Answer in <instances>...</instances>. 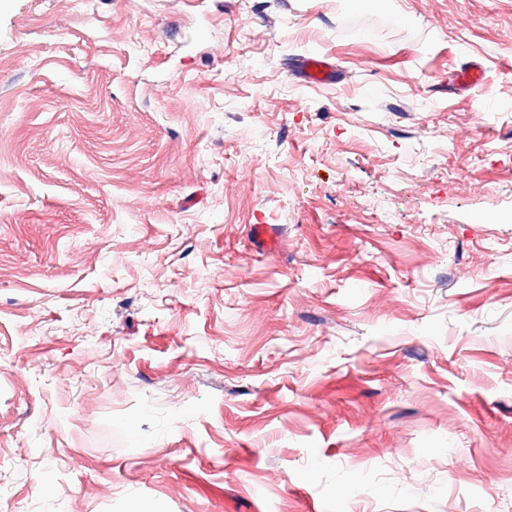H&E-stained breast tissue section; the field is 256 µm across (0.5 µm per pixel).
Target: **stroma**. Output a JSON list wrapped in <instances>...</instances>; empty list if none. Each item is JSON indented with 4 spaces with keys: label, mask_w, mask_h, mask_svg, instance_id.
I'll use <instances>...</instances> for the list:
<instances>
[{
    "label": "stroma",
    "mask_w": 512,
    "mask_h": 512,
    "mask_svg": "<svg viewBox=\"0 0 512 512\" xmlns=\"http://www.w3.org/2000/svg\"><path fill=\"white\" fill-rule=\"evenodd\" d=\"M0 512H512V0H0ZM297 71L305 82L314 86H328L336 82V72L324 56H309L297 63Z\"/></svg>",
    "instance_id": "stroma-1"
}]
</instances>
